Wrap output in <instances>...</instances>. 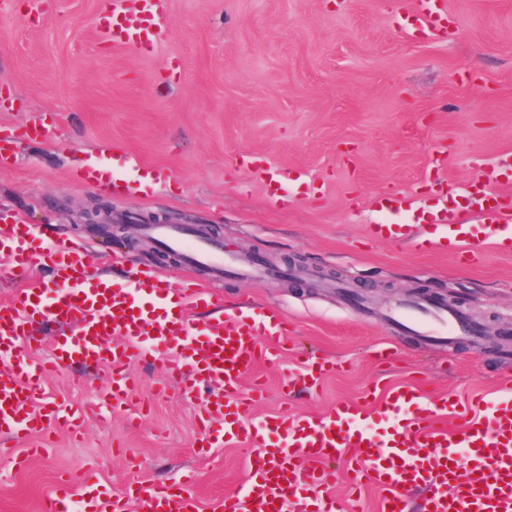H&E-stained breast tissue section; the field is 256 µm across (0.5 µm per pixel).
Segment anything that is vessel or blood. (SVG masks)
Segmentation results:
<instances>
[{
	"label": "vessel or blood",
	"instance_id": "vessel-or-blood-1",
	"mask_svg": "<svg viewBox=\"0 0 512 512\" xmlns=\"http://www.w3.org/2000/svg\"><path fill=\"white\" fill-rule=\"evenodd\" d=\"M128 12L113 9L104 31L114 43L147 51L165 20L167 0H136ZM395 26L411 36L448 26L444 0H414ZM512 158L482 174L466 200L485 223L448 222V205L433 214L413 213L411 224L432 223L439 247L478 254L485 241L512 253V197L494 190ZM87 185L109 194L137 191V183L112 176L100 162L86 160L78 174ZM411 224H373V237L393 243L407 240ZM145 230L160 246L182 253L190 264L217 273L239 272L262 280L270 271L261 263L238 271L223 243L196 235L177 224H149ZM0 259L7 262L12 290L0 302V437L12 442L44 433L49 427L78 432L82 411L44 398L42 382L51 369L73 363L107 371L114 406L133 400L137 381L128 367L136 360L162 364L157 392L177 388L197 410L208 437L205 447L242 442L256 455L244 488L224 496L217 512H344L331 488L336 464L346 460L352 487L364 484L381 494L380 512H512V386L496 397L461 405L456 397L433 400L406 386H392L380 398L379 425L358 403L339 401L323 417H301L283 410L254 414L263 394L247 378L259 362L277 363L288 322L271 307H247L235 314L199 323L191 315L207 306L201 284L170 282L147 271L130 269L114 284L79 244L60 240L35 245L24 224L0 226ZM49 269L52 291L35 277ZM394 321L434 342L474 335V327L428 301L398 304ZM51 339V363L38 360L44 339ZM335 362L306 357L284 380L285 388L303 385L317 393ZM194 476L169 486L129 483L119 494L96 503L75 499L67 487L48 498L44 512H198L192 494Z\"/></svg>",
	"mask_w": 512,
	"mask_h": 512
}]
</instances>
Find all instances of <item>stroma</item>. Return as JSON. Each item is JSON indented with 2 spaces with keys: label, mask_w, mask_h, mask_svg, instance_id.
I'll list each match as a JSON object with an SVG mask.
<instances>
[{
  "label": "stroma",
  "mask_w": 512,
  "mask_h": 512,
  "mask_svg": "<svg viewBox=\"0 0 512 512\" xmlns=\"http://www.w3.org/2000/svg\"><path fill=\"white\" fill-rule=\"evenodd\" d=\"M409 0H170L149 53L113 46L96 29L113 0H8L0 7V214L50 225L94 254L112 249L154 274L195 277L223 311L248 301L279 308L288 338L276 365H259L261 415L290 407L324 414L340 400L380 407L390 385L429 397L499 394L512 377V255L485 244L467 261L413 240L368 234L381 192L434 211L432 179L461 192L482 167L512 154V0H447L448 34L415 39L393 20ZM113 149L114 175L166 170L144 194L110 195L72 179L88 156ZM292 170L272 203L250 158ZM127 218L124 239L85 224L96 204ZM158 213L193 229L211 225L239 266L262 259L272 277L212 280L202 267L164 264L131 218ZM454 297L478 330L435 345L397 326L400 301ZM390 348L391 362L375 357ZM313 354L342 369L314 395H283L281 381ZM62 368L47 396L83 406L85 432H52L24 465L0 457V512H42L61 482L79 490L96 469L106 490L167 486L195 471L201 512H215L249 475L251 449H201L196 410L177 391L130 427L123 410L99 417L105 374L77 386Z\"/></svg>",
  "instance_id": "1"
}]
</instances>
